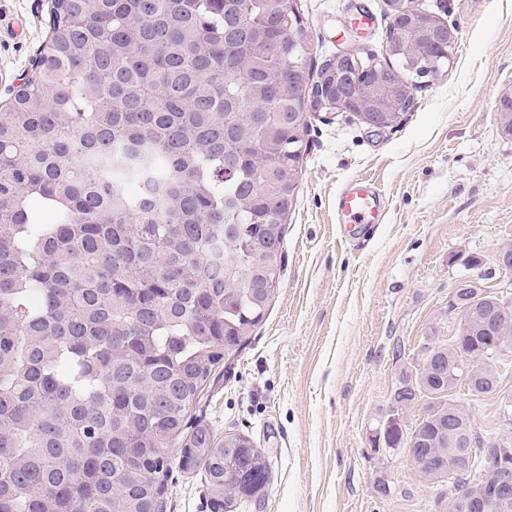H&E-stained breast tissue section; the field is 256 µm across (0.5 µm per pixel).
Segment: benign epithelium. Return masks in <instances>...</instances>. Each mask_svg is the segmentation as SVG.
<instances>
[{
    "label": "benign epithelium",
    "instance_id": "7a95c632",
    "mask_svg": "<svg viewBox=\"0 0 512 512\" xmlns=\"http://www.w3.org/2000/svg\"><path fill=\"white\" fill-rule=\"evenodd\" d=\"M457 310L461 311L462 317L455 335L448 337V344L431 343L427 349L429 354L448 349V391L460 387L475 395L489 379L495 392L507 398L512 396V389L506 385V376L499 373L489 378L492 370L498 368L497 359L512 347L500 336V328L512 320V301L497 292L462 285L448 301V311ZM474 331L479 335H472ZM428 363L430 359L423 358L411 380L405 383L416 397L426 393L424 374ZM392 405L394 415L372 437L373 447L377 449H398L401 442L388 438L393 431L409 437L416 434L415 428L407 430L402 425L401 415L408 409L409 402L394 396ZM499 427L497 435H482L478 440L470 436L467 439L470 449L482 448L490 476L465 485L464 507L492 512L496 506L512 501V442L508 440V433L512 432L511 413L504 412Z\"/></svg>",
    "mask_w": 512,
    "mask_h": 512
}]
</instances>
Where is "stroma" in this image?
Segmentation results:
<instances>
[{"instance_id": "obj_1", "label": "stroma", "mask_w": 512, "mask_h": 512, "mask_svg": "<svg viewBox=\"0 0 512 512\" xmlns=\"http://www.w3.org/2000/svg\"><path fill=\"white\" fill-rule=\"evenodd\" d=\"M296 2L312 64L343 48L384 62L387 0ZM414 5L457 27L450 63L415 80L395 129L350 112L311 115L279 289L199 407L216 432L243 434L269 457V484L234 512H435L448 490L421 478L407 449H375L372 437L424 345L457 329L448 301L461 282L512 299V273L496 266L512 245V136L498 118L512 96V0ZM363 9L372 26L349 28ZM50 13L49 0H0V111L47 40ZM355 177L386 198V221L362 248L336 222V192ZM164 512L227 510L201 473L176 470Z\"/></svg>"}]
</instances>
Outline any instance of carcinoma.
<instances>
[{"instance_id":"carcinoma-1","label":"carcinoma","mask_w":512,"mask_h":512,"mask_svg":"<svg viewBox=\"0 0 512 512\" xmlns=\"http://www.w3.org/2000/svg\"><path fill=\"white\" fill-rule=\"evenodd\" d=\"M296 0H57L50 35L0 115V512H155L173 467L213 501L264 488L270 464L195 416L262 323L284 266L302 102L336 68L288 41ZM411 68L358 60L376 111L402 72L437 73L431 28ZM51 215L48 223L37 220ZM427 385L448 390V354ZM425 405L413 463L459 490ZM177 447V455L169 449Z\"/></svg>"}]
</instances>
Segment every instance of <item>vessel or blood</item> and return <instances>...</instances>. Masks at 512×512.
Segmentation results:
<instances>
[{"instance_id": "obj_1", "label": "vessel or blood", "mask_w": 512, "mask_h": 512, "mask_svg": "<svg viewBox=\"0 0 512 512\" xmlns=\"http://www.w3.org/2000/svg\"><path fill=\"white\" fill-rule=\"evenodd\" d=\"M384 195L371 182L355 178L336 197V221L345 225L354 239L365 238L382 223Z\"/></svg>"}]
</instances>
